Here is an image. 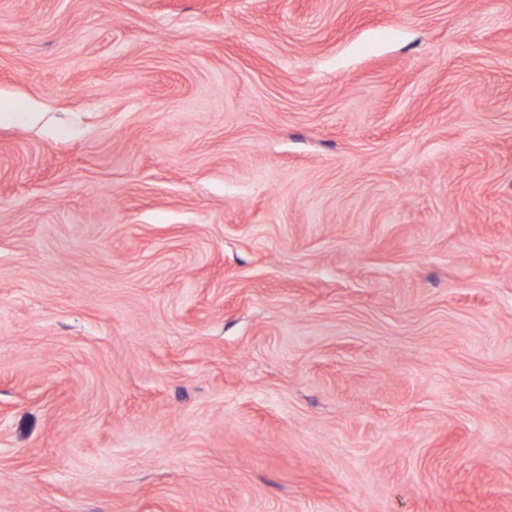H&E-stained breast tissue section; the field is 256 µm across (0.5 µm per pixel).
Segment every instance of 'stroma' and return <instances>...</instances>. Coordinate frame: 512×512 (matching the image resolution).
<instances>
[{
    "label": "stroma",
    "instance_id": "stroma-1",
    "mask_svg": "<svg viewBox=\"0 0 512 512\" xmlns=\"http://www.w3.org/2000/svg\"><path fill=\"white\" fill-rule=\"evenodd\" d=\"M0 512H512V0H0Z\"/></svg>",
    "mask_w": 512,
    "mask_h": 512
}]
</instances>
